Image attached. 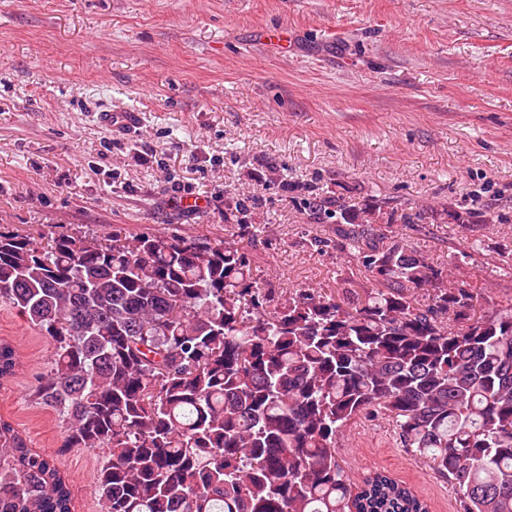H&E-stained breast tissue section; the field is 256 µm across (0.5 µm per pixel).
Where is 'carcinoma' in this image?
Masks as SVG:
<instances>
[{"instance_id":"carcinoma-1","label":"carcinoma","mask_w":512,"mask_h":512,"mask_svg":"<svg viewBox=\"0 0 512 512\" xmlns=\"http://www.w3.org/2000/svg\"><path fill=\"white\" fill-rule=\"evenodd\" d=\"M257 207L234 197L225 220L245 230ZM308 208L345 225L363 300L297 288L273 306L224 240L0 232V302L53 345L30 398L65 424L54 456L0 418V512H73L57 456L74 448L105 452L101 512H429L384 471L354 487L336 443L363 417L390 421L459 512H512V297L482 313V287L398 241L414 217L385 201ZM19 366L0 342V379Z\"/></svg>"}]
</instances>
